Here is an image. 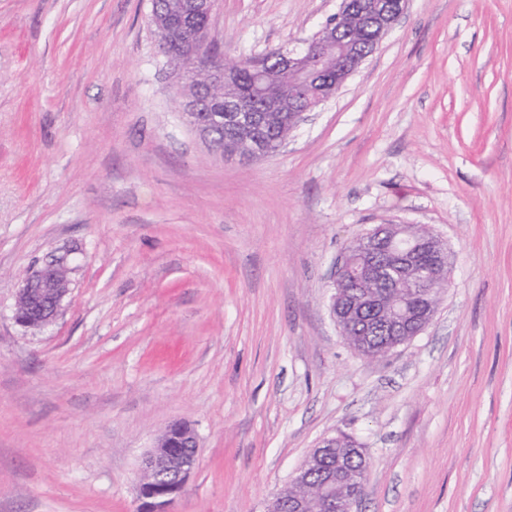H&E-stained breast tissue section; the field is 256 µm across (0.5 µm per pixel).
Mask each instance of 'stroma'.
I'll return each instance as SVG.
<instances>
[{
  "label": "stroma",
  "mask_w": 512,
  "mask_h": 512,
  "mask_svg": "<svg viewBox=\"0 0 512 512\" xmlns=\"http://www.w3.org/2000/svg\"><path fill=\"white\" fill-rule=\"evenodd\" d=\"M340 0H219L253 58ZM151 0H0V512H139L144 454L199 440L172 512H267L326 437L371 460L354 512H512V0H408L277 153L182 116ZM377 224L446 243L425 330L371 361L329 309ZM67 255L57 318L14 319Z\"/></svg>",
  "instance_id": "stroma-1"
}]
</instances>
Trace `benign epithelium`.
Returning <instances> with one entry per match:
<instances>
[{
	"label": "benign epithelium",
	"instance_id": "benign-epithelium-1",
	"mask_svg": "<svg viewBox=\"0 0 512 512\" xmlns=\"http://www.w3.org/2000/svg\"><path fill=\"white\" fill-rule=\"evenodd\" d=\"M406 0H341L337 13L310 39L280 52L278 69L288 95L265 80L264 66L253 64V85L239 92L238 67L224 61L215 50L195 55L196 75L183 78V56L167 48L162 53L177 78L184 79L178 106L189 126L219 151L224 142L214 139L218 132L231 131L226 140L236 146L234 156L249 159L278 152L286 141L261 137L258 131L267 122L279 120L297 129L306 114L324 105L345 87L347 81L372 56L403 13ZM218 0H192L177 19L163 18L165 25L178 22L196 37L207 29L202 19H212ZM360 15L376 28L373 42L362 51L340 53L336 49L334 25ZM356 252L365 258L364 267L353 266L351 253L343 252L336 267L330 310L342 335L354 338L357 351L373 347L392 352L419 335L431 322L437 305L407 312L403 293L419 288H444L450 282L446 244L433 233L415 236L399 231L394 224H378L359 237ZM67 261L56 258L29 274L17 295L16 322L27 328L51 323L70 291ZM327 438L312 449L291 483L305 487L311 474L322 471L325 487L315 502L296 495L288 499L290 512H353L363 490L358 471L346 457L358 458L361 470L370 461L360 448H338ZM199 448L193 429L183 423L171 424L145 454L140 472L141 512H170L169 506L183 491L195 469Z\"/></svg>",
	"mask_w": 512,
	"mask_h": 512
}]
</instances>
